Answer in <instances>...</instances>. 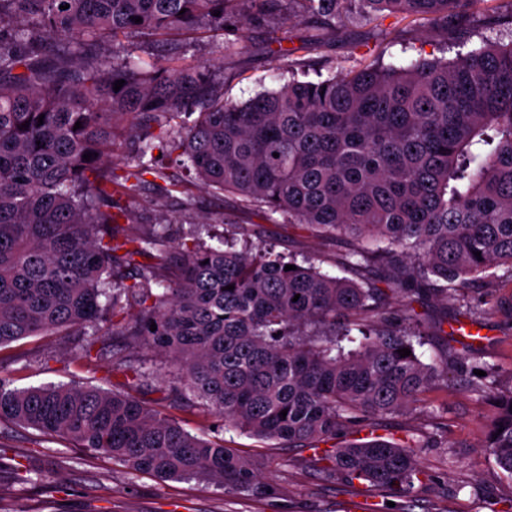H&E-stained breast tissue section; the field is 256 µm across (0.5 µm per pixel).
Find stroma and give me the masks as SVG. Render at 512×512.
I'll list each match as a JSON object with an SVG mask.
<instances>
[{
  "mask_svg": "<svg viewBox=\"0 0 512 512\" xmlns=\"http://www.w3.org/2000/svg\"><path fill=\"white\" fill-rule=\"evenodd\" d=\"M226 23L227 30L216 37L206 33L183 37L179 54L185 63L206 64L212 78L223 82L225 100L234 103L282 86L294 67L327 76L361 61L385 65L418 58L449 61L457 53L454 33L394 16L372 24L342 16L324 30L292 24L277 31L269 23L244 29L234 17ZM229 42L234 45L230 51L225 48ZM159 164L165 167L167 180H155L136 199L124 201L127 225L141 229L170 225V244L176 248L196 239L212 246L225 238L235 239L241 247L271 242L279 252L313 256L323 271L340 274L336 257L343 247L334 237L271 222L241 206L233 194L216 193L187 179L171 158H160ZM504 300H512V268L500 265L479 280L458 283L452 301L432 297L416 304L421 325L430 334L422 349L424 361L450 348L492 368L501 382L511 381L512 313L499 309ZM465 306L482 311L485 344L465 347L452 339V329L461 319L459 310ZM8 352L15 357L10 368L18 388L125 387V377L106 362L87 365L73 336H32L12 343ZM126 352L154 369L138 397L164 408L169 378L164 358L134 346ZM458 373V368L449 367L447 382L421 394L409 411L380 419L377 432L396 438L409 432L427 435L417 451L415 512H512V476L482 446L495 409L490 400L469 392ZM439 427L444 434L437 447L428 435ZM223 438L226 447L260 462L269 484L266 496L228 493L205 479L164 481L131 471L111 457L86 454L34 429L0 422V454L27 468L52 473L51 481L40 485L2 481L0 497L12 512H362L364 505L376 503L384 505L385 512H398L389 504L390 494L368 482L317 473L310 449L282 447L234 430H224Z\"/></svg>",
  "mask_w": 512,
  "mask_h": 512,
  "instance_id": "obj_1",
  "label": "stroma"
}]
</instances>
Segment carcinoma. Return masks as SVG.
<instances>
[{"label": "carcinoma", "instance_id": "1", "mask_svg": "<svg viewBox=\"0 0 512 512\" xmlns=\"http://www.w3.org/2000/svg\"><path fill=\"white\" fill-rule=\"evenodd\" d=\"M477 2L0 0V349L77 329L87 363L108 358L135 389L151 375L145 364L97 347L125 336L176 367L169 407L200 405L226 429L290 448L374 432L377 420L408 410L448 363H464L446 351L421 359L413 303L450 299L456 282L512 268V43L483 41L450 63L294 78L242 103L225 101L202 64L147 69L104 47L222 31L231 16L244 26L278 17L284 27H328L341 15L413 16L444 30L455 21L465 45L481 21L470 13ZM134 121L132 156L104 165L115 126ZM158 154L176 155L203 185L270 221L278 214L345 240L340 265L362 278L228 241L175 256L168 224L126 232L114 196L137 197L148 175L165 179ZM12 361L0 355L1 421L161 479L266 495L260 464L224 439L199 438L128 391L15 388ZM469 388L496 407L483 448L512 476V385ZM421 447L377 437L326 450L316 466L385 489L402 499L399 512H414ZM2 475L23 485L45 478L0 455Z\"/></svg>", "mask_w": 512, "mask_h": 512}]
</instances>
